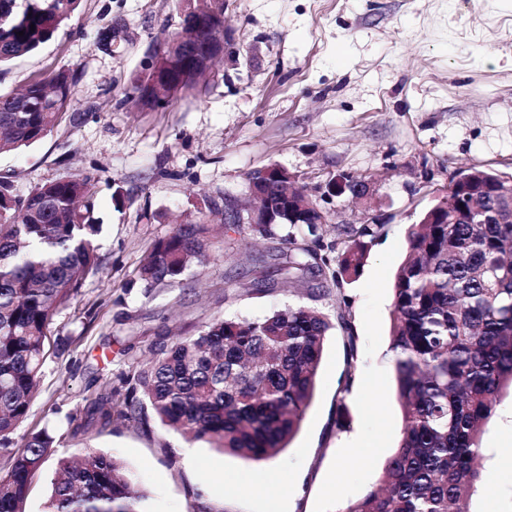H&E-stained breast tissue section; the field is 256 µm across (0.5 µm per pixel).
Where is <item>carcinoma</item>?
I'll return each instance as SVG.
<instances>
[{
	"label": "carcinoma",
	"mask_w": 512,
	"mask_h": 512,
	"mask_svg": "<svg viewBox=\"0 0 512 512\" xmlns=\"http://www.w3.org/2000/svg\"><path fill=\"white\" fill-rule=\"evenodd\" d=\"M81 0H0V66L37 52L77 10ZM192 37L167 49L161 65L133 83L155 106L154 85L166 97L192 94L204 71L194 63L224 32V0L186 5ZM35 30H30V25ZM23 35H18V32ZM69 71L28 81L0 94V152L29 147L50 133L74 101ZM453 203L411 225L408 250L393 284L389 355L403 425L378 486L341 512H471V492L483 481L480 436L493 402L512 387V198L501 180L465 170ZM87 180L64 177L25 197L0 180V512H24L33 470L51 455L47 431L8 448L27 418L46 360L56 314L98 268L100 223ZM321 215L302 205L281 219L276 272L295 283L313 272ZM380 224L343 227V246L319 271L332 286L359 276L368 241ZM313 236L302 245L298 237ZM209 228L181 224L158 241L138 269L150 288L175 284L190 261L209 263ZM333 328L322 313L290 305L263 318H217L189 337L153 353L149 366L124 376L142 397L92 400L85 429L152 416L193 442L266 462L285 449L315 394L324 341ZM148 496L124 465L104 453L83 461L62 458L46 512H150Z\"/></svg>",
	"instance_id": "1"
}]
</instances>
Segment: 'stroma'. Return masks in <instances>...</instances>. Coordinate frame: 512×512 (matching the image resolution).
Here are the masks:
<instances>
[{
	"label": "stroma",
	"instance_id": "obj_1",
	"mask_svg": "<svg viewBox=\"0 0 512 512\" xmlns=\"http://www.w3.org/2000/svg\"><path fill=\"white\" fill-rule=\"evenodd\" d=\"M240 53L172 104L130 99L151 43L178 28L177 0H83L56 36L0 72V92L59 69L75 78L76 107L44 139L0 154L12 192L70 174L88 177L103 222L99 269L54 318L49 356L13 446L41 429L55 455L29 479L25 512H44L60 456L95 450L119 459L149 496L151 512H337L376 488L400 436L402 412L388 356L393 281L409 225L475 165L512 174V0H227ZM282 166L326 213L319 235L377 216L360 275L342 289L321 276L259 288L255 269L276 267L277 236L225 228L224 205H249L247 175ZM346 173L369 180L367 200L322 197ZM130 204L116 209V189ZM206 213L211 260L181 283L145 288L137 271L153 245ZM303 304L336 319L325 340L315 397L285 450L255 464L187 442L157 421L118 422L73 435L89 402L114 392L152 347L190 336L218 317L261 318ZM355 359H348V350ZM345 404L349 420L336 427ZM359 435L367 459L345 454ZM485 480L472 512H512V391L499 396L481 438ZM277 471L281 484L263 481ZM258 475L244 492L225 474Z\"/></svg>",
	"mask_w": 512,
	"mask_h": 512
}]
</instances>
